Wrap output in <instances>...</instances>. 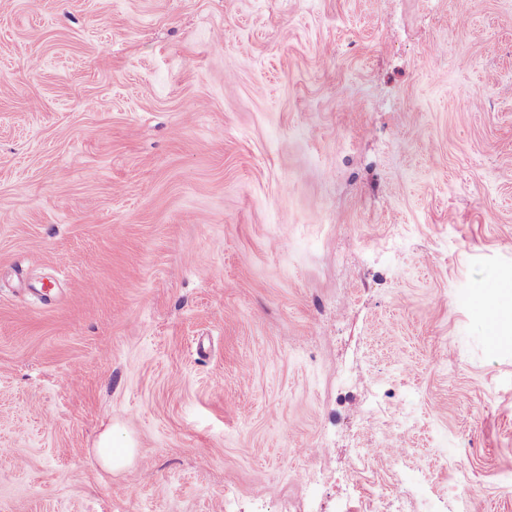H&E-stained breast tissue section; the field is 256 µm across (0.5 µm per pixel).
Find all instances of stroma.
Segmentation results:
<instances>
[{"instance_id": "obj_1", "label": "stroma", "mask_w": 512, "mask_h": 512, "mask_svg": "<svg viewBox=\"0 0 512 512\" xmlns=\"http://www.w3.org/2000/svg\"><path fill=\"white\" fill-rule=\"evenodd\" d=\"M510 287L512 0H0V512H512ZM404 488L391 500L392 512H444L440 503L434 499L418 496L409 488ZM413 504L416 506V510Z\"/></svg>"}]
</instances>
